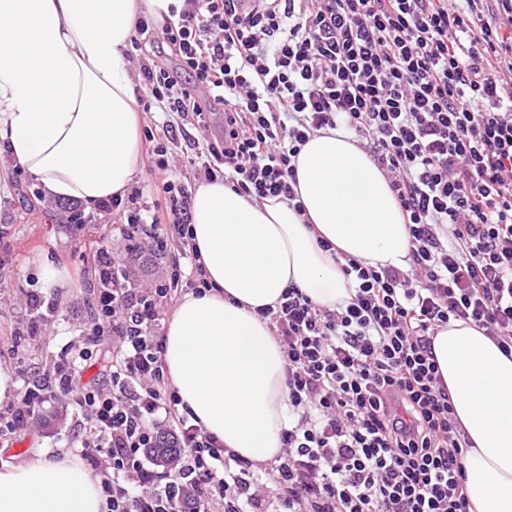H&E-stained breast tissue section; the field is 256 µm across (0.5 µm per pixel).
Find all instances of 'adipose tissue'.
Segmentation results:
<instances>
[{"label":"adipose tissue","mask_w":512,"mask_h":512,"mask_svg":"<svg viewBox=\"0 0 512 512\" xmlns=\"http://www.w3.org/2000/svg\"><path fill=\"white\" fill-rule=\"evenodd\" d=\"M180 0H0V148L47 197L93 204L124 195L144 155L126 59L140 18ZM305 208L254 204L223 180L191 202L198 261L212 291L185 295L165 328L171 385L191 419L225 448L273 459L289 421L283 351L259 308L296 286L313 302L349 296L333 255L408 265L410 238L388 180L351 138L310 137L295 160ZM328 240L332 251L322 249ZM432 352L473 442L464 465L476 512H512V358L473 324L453 320ZM96 477L76 460L0 467V512H102Z\"/></svg>","instance_id":"ef3b65f1"}]
</instances>
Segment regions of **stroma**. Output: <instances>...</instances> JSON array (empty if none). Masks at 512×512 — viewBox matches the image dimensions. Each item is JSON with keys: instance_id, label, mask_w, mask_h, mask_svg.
Segmentation results:
<instances>
[{"instance_id": "1", "label": "stroma", "mask_w": 512, "mask_h": 512, "mask_svg": "<svg viewBox=\"0 0 512 512\" xmlns=\"http://www.w3.org/2000/svg\"><path fill=\"white\" fill-rule=\"evenodd\" d=\"M102 238L117 251L124 245L119 224L71 221L68 201L43 197L40 183L15 169L0 151V364L11 368L17 383L48 368L62 349L80 339L88 317L87 307L76 302L82 256ZM44 261L66 269L68 278L55 289L60 303L51 329L35 335L18 295L23 288H40L38 266ZM55 409L46 404L40 425L0 446V463H19L39 453L79 456V449L69 446L68 421H54Z\"/></svg>"}]
</instances>
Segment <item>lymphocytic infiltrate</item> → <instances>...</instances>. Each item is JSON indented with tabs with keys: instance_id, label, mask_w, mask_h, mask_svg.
I'll return each instance as SVG.
<instances>
[{
	"instance_id": "1",
	"label": "lymphocytic infiltrate",
	"mask_w": 512,
	"mask_h": 512,
	"mask_svg": "<svg viewBox=\"0 0 512 512\" xmlns=\"http://www.w3.org/2000/svg\"><path fill=\"white\" fill-rule=\"evenodd\" d=\"M133 48H170L175 67L141 60L144 110L204 122L221 141L191 159L252 203H295L293 162L316 132L352 133L388 179L410 236L407 268L343 254L351 288L329 308L288 286L258 309L286 357L291 419L265 465L229 452L180 413L164 359L177 288L133 286L98 240L83 263L99 282L81 347L58 355L0 414V439L61 401L100 479L106 512H474L472 442L432 352L449 321L482 329L512 355V0H183L177 21L140 20ZM176 125L143 129L165 206L142 190L99 201L136 250L165 257L162 227L195 258L191 195L173 170ZM113 348L107 383L79 363ZM176 455L149 466L160 445Z\"/></svg>"
}]
</instances>
